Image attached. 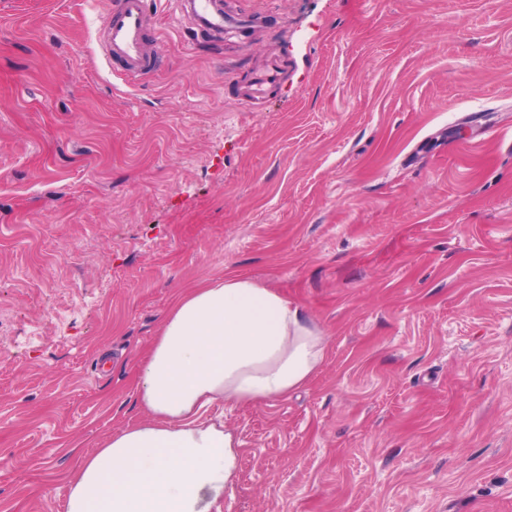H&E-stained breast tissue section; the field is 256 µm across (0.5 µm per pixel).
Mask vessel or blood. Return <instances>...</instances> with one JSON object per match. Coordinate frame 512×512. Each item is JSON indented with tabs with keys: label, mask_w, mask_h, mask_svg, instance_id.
I'll list each match as a JSON object with an SVG mask.
<instances>
[{
	"label": "vessel or blood",
	"mask_w": 512,
	"mask_h": 512,
	"mask_svg": "<svg viewBox=\"0 0 512 512\" xmlns=\"http://www.w3.org/2000/svg\"><path fill=\"white\" fill-rule=\"evenodd\" d=\"M184 15L203 21L207 29L223 31L230 23L219 0H182ZM150 15L146 0H110L97 32L96 43L105 62L120 61L121 80L130 87L153 75L158 60L167 52L161 37H148ZM283 68L274 62L263 72L253 74L236 91L241 105L251 107L264 99L267 91L282 77Z\"/></svg>",
	"instance_id": "b4317fda"
}]
</instances>
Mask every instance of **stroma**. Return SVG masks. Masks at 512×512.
I'll list each match as a JSON object with an SVG mask.
<instances>
[{"instance_id": "1", "label": "stroma", "mask_w": 512, "mask_h": 512, "mask_svg": "<svg viewBox=\"0 0 512 512\" xmlns=\"http://www.w3.org/2000/svg\"><path fill=\"white\" fill-rule=\"evenodd\" d=\"M168 53L126 87L106 0L0 7V512H66L144 421L173 298L243 275L326 337L310 382L217 404L222 512H512V0H148ZM196 42L188 54V42ZM277 61L254 110L220 82ZM184 16L202 20L207 30L224 31V25L231 22L230 15H224V7L218 0L178 1Z\"/></svg>"}]
</instances>
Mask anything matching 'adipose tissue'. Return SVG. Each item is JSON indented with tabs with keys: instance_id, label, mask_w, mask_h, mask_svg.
<instances>
[{
	"instance_id": "obj_1",
	"label": "adipose tissue",
	"mask_w": 512,
	"mask_h": 512,
	"mask_svg": "<svg viewBox=\"0 0 512 512\" xmlns=\"http://www.w3.org/2000/svg\"><path fill=\"white\" fill-rule=\"evenodd\" d=\"M325 351L306 313L252 278L227 276L180 294L138 367L146 422L82 460L67 512H221L239 448L205 411L288 397Z\"/></svg>"
}]
</instances>
